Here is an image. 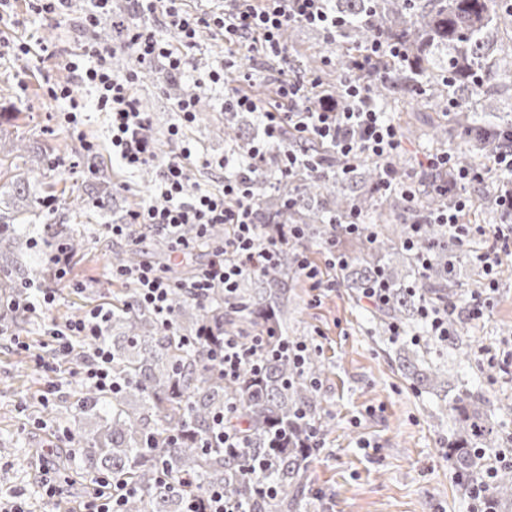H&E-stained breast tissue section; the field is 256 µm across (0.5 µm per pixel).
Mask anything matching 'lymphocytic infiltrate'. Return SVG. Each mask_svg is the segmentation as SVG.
<instances>
[{"label": "lymphocytic infiltrate", "instance_id": "lymphocytic-infiltrate-1", "mask_svg": "<svg viewBox=\"0 0 512 512\" xmlns=\"http://www.w3.org/2000/svg\"><path fill=\"white\" fill-rule=\"evenodd\" d=\"M88 2L81 20L85 41L80 54L68 63L71 77L66 82L47 86L45 94L50 100L68 102L63 121L81 140L84 152L93 156L97 146L86 139L82 130V106L77 99L81 89L93 91L98 110L108 117L113 152L129 169L156 168L158 179L153 193L129 212L125 223L106 225L105 231L111 238L129 241L135 247L143 242L142 237L132 233L136 226L166 240L168 268L146 262L110 270L113 279L136 284L139 305L152 311L162 327L173 324L171 295L174 290H184L188 296L198 299L208 297L216 289L233 295L246 277L261 273L276 260L281 250L303 239L300 225H289L287 233L275 235L267 233L258 219L256 181L259 176L272 172L287 177L324 163L319 156L303 158L295 146H288L287 137H294L296 143L310 140L330 147L334 153L350 160L370 157L381 161L377 191L384 195L397 193L406 201H414L411 183L388 164L402 147L396 127L375 108L367 84L351 78L343 83L339 97H324L316 108L309 104L307 86L287 79L278 81L274 102L270 105H260L257 98L243 92L225 99L226 107L238 112H257L262 117V135L249 149L251 164L225 180L220 189L189 191L192 165L223 168L230 163L226 157L215 161L208 159L185 135L197 118L196 93H186L179 99L177 120L168 129L170 137L180 144L179 152L168 156L160 154L152 135L151 118L143 112L133 94L139 72L114 73L113 50L96 36L97 28L112 19V0ZM326 2L224 0L223 9L190 13L182 8L181 0H131L135 20L123 25L122 30L134 47L139 63L149 65L162 60L172 73L179 74L186 66V58L175 52L173 42L195 47L207 29L220 33L229 45L255 40V52L267 59L280 57L282 34L289 25L303 24L335 36L343 20L327 9ZM160 8L166 13L174 40H167L144 24L145 18L153 16ZM498 138L500 151L490 169L457 166L450 149L425 155L419 166L430 176L432 190L445 196L447 203L409 224L403 240L405 249L414 250L424 228L438 226L482 271L483 293L471 296L460 308L470 321L483 318L487 296L496 289V271L503 262L512 260L511 224H464L460 221L461 213L470 202L463 194L465 187L484 183L491 176L497 183L498 206L512 214V128L499 131ZM188 224L195 227L197 237L202 239L207 238L213 225H223L224 240L210 246V259L195 276L179 280L172 275V267L185 262L196 250L193 241L185 239L181 233L182 227ZM478 239L484 246L477 250L473 243ZM110 315L109 308L97 306L65 325L48 326L45 333L55 341L54 355L49 360L36 357L37 366L44 372L57 373L60 362L71 353L73 343L81 342L87 349L84 366L79 372L83 385L102 393L111 392L112 357L99 342ZM312 347V341L302 339L283 341L272 349L262 335L242 340L228 334L223 342L212 345L209 360L225 378L235 380L246 371L259 374L264 360L272 355L288 358L296 368H303ZM94 483L93 493L83 502V512H123L125 500L137 492L133 484L115 482L103 475L95 476Z\"/></svg>", "mask_w": 512, "mask_h": 512}]
</instances>
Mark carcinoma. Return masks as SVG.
<instances>
[{"instance_id": "cac0c4a2", "label": "carcinoma", "mask_w": 512, "mask_h": 512, "mask_svg": "<svg viewBox=\"0 0 512 512\" xmlns=\"http://www.w3.org/2000/svg\"><path fill=\"white\" fill-rule=\"evenodd\" d=\"M329 8L344 19L339 36L353 53L369 41L381 38L400 43L403 58H381L375 69L389 78L370 81L375 105L383 107L395 94L416 91L427 79L423 92L434 102L457 101V112H475L491 89L498 69L494 54L512 58V41L499 46L492 38L501 22L512 18V3L498 0H328ZM466 91L461 99L459 91ZM224 137L236 142L246 155L249 141L239 138L240 113L225 116ZM471 147L463 150L464 162L500 148L494 132L477 125ZM24 138L4 139L0 134V190L8 189L26 202L36 196L35 185L11 171L19 165L12 154L26 150ZM324 165L348 169L340 181L323 172L305 169L293 177L273 178L256 187L260 217L266 230L276 224H302L323 238L328 222L351 210L368 213L377 209L374 188H365L362 170L376 179L379 162L362 157L350 161L325 155ZM407 224H389L370 242L350 238L342 247L350 255L341 270L345 286L357 297L371 279L381 274L390 288L387 304L374 308L378 331L392 324L413 327L424 300L456 302L459 257L448 252L438 230L426 229L419 247L432 254L428 270L416 264L402 247ZM82 247L78 233L68 224H19L17 217L0 213V322L16 333L28 321L21 310L9 305L30 298L27 285L35 278L53 282L51 257L63 248L76 256ZM295 256L283 251L276 264L248 279L235 298L224 300L217 290L205 299H194L177 290L172 304L173 327L162 328L153 314L137 304L135 286L125 289L122 305L112 308L102 343L112 355V378L117 387L110 393L85 389L73 409L93 425L77 428L65 437L71 448L80 449L85 467L114 481L138 486L141 493L123 505L124 512H183L186 479L195 488L231 492L249 512H300L306 498L308 459L305 447L309 428H327L320 418L322 398L286 358H269L259 377L248 373L240 379H224L212 369L207 351L224 331L250 337L255 328L272 333L277 344L288 336V282ZM434 341L421 331L414 347H401L395 361L410 385L420 393L433 394L451 413L455 438L448 446V461L459 479L467 482L487 469L479 448H493L499 430L489 422L482 393L453 389L448 376L429 365L424 354ZM229 407L228 422L247 432L245 448H207L214 415ZM166 472L171 481H160ZM266 485L270 493L261 490ZM494 495L498 507L512 506V469L498 471Z\"/></svg>"}]
</instances>
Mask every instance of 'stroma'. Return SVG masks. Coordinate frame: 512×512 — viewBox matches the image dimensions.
Listing matches in <instances>:
<instances>
[{
	"instance_id": "obj_1",
	"label": "stroma",
	"mask_w": 512,
	"mask_h": 512,
	"mask_svg": "<svg viewBox=\"0 0 512 512\" xmlns=\"http://www.w3.org/2000/svg\"><path fill=\"white\" fill-rule=\"evenodd\" d=\"M84 7V0H73L68 16L46 19L16 0L12 13L0 19V127L24 137L29 155L47 150L61 159V166L45 175L32 162L23 164L21 171L34 183L49 177L71 197L83 195L93 175L80 142L62 120L64 103L49 101L44 87L50 81L69 79L66 64L83 39ZM21 42L30 45V54L16 51ZM344 51L342 43L327 39L321 30L295 24L283 45L282 60L254 61L246 47L225 44L220 35L207 31L195 47L186 49L188 64L181 75L155 63L142 74L135 94L151 117L158 151L169 155L180 148L168 134L176 117L174 104L187 91H196L197 120L188 135L206 155L221 157L229 152L216 134L224 125V100L244 83L233 69L227 70L220 86L198 89L197 79L210 68L235 60L249 65L252 86L271 87L284 73L310 83L313 95L320 96L330 93L337 77L353 75V67L342 61ZM83 97L87 105L83 130L101 146L96 160L109 176L111 204L75 208L60 202L41 220L83 226L85 260L72 268L71 277L87 282L89 288L80 292L57 284L55 305L48 316H36L35 328L23 335L22 345L0 343V502L22 495L28 512H80L93 478L91 472H83L80 484L63 486L51 500L40 490L43 467L62 454L61 431L80 423L73 415L54 428L40 426L43 404L76 402L83 386L76 372L64 367L62 389L47 396L48 379L33 356L50 353L42 345L48 322L65 323L96 305L111 306L121 296L125 283L111 279L108 270L115 252L126 244L106 235L104 227L112 223L113 210L125 214L135 209L157 180L154 168L131 171L113 157L107 146L106 117L95 110L92 92H84ZM384 117L405 135L402 154L408 160L409 176H419L421 157L438 149L433 126L447 124L451 145L465 147L471 141L469 131L446 123L423 95L391 99ZM469 193L473 204L462 212V223L512 222L511 216L491 204L493 183L473 186ZM300 248L330 282L328 288L314 290L302 274H294L291 281L288 333L319 346L327 367L320 379L321 416L330 423L321 448L313 450L309 459L310 504L301 512H470L466 490L448 461L453 418L436 417L432 396L418 393L404 378L395 362V346L379 339L369 307L337 284L322 239L305 238ZM496 281L488 316L480 321L458 316L459 348H436L430 357L450 377L486 395L488 418L506 436L512 434V374L504 372L512 366V262L498 268ZM462 350L467 353L463 359L458 356Z\"/></svg>"
}]
</instances>
